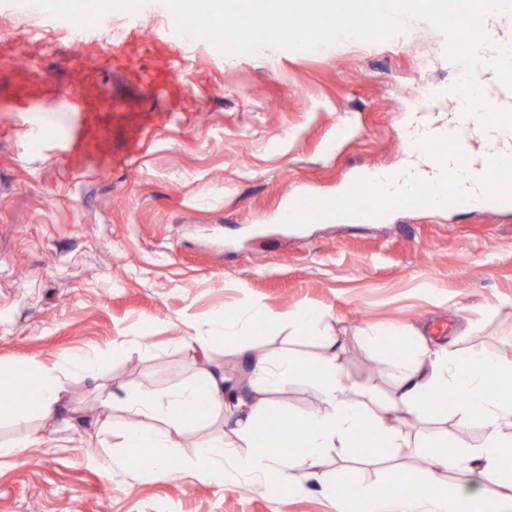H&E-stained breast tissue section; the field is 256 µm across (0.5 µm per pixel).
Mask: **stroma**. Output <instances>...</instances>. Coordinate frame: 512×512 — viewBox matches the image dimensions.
<instances>
[{"instance_id": "1", "label": "stroma", "mask_w": 512, "mask_h": 512, "mask_svg": "<svg viewBox=\"0 0 512 512\" xmlns=\"http://www.w3.org/2000/svg\"><path fill=\"white\" fill-rule=\"evenodd\" d=\"M75 2L67 25L22 0L0 9V373L33 361L60 371L71 408L0 421V442L35 441L0 463V512H348L343 474L374 485L423 466L422 449L364 441L325 457L322 485L272 498L241 473L249 451L236 448L223 475L197 479L195 447L227 429L224 414L187 422L163 451L170 476L101 461L123 455L119 429L139 419L129 393L167 394L206 369L253 384L243 348L316 362L319 342L291 334L299 309L323 316L349 383L376 398L394 388L398 359L362 346L366 331L397 323L438 345L512 354V213L403 209L380 223L276 227L294 196L409 165L411 95L460 77L440 54L444 34L410 19L386 41L228 56L185 44L172 13L100 21ZM253 308L263 323L215 338L216 319ZM192 336L213 337L208 360L185 347ZM82 351L100 353L94 375L68 368ZM267 400L284 417L320 402L302 373Z\"/></svg>"}]
</instances>
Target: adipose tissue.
Returning a JSON list of instances; mask_svg holds the SVG:
<instances>
[{"mask_svg": "<svg viewBox=\"0 0 512 512\" xmlns=\"http://www.w3.org/2000/svg\"><path fill=\"white\" fill-rule=\"evenodd\" d=\"M290 321L295 334L309 335L320 342L324 352L319 361L305 366L286 351L272 363L263 358L252 360L262 395L238 404L231 436H211L199 444L193 462L199 477L211 478L222 472L225 449L247 448L251 454L242 462V470L252 477L259 492L280 496L293 488L296 478L321 482L320 468L327 454L336 450L348 452L367 437L382 440L389 448L417 445L425 451L427 464L413 475L391 471L376 486L352 483L359 512H461L460 503L464 500L475 503L481 512H512V495L507 492L512 485L500 477L501 460L512 452V366L503 356L463 349L453 343L437 350L421 331L407 336L398 326L382 335L362 336V343L369 346L380 345L387 338L403 342L396 386L379 412L352 398L338 364V339L322 328L313 312L296 311ZM492 371L503 378L502 387L496 392L486 388ZM300 372L306 373L314 384L321 404L304 416L288 419L290 433L304 437L300 452L288 455L271 446L261 421L268 410L266 394L275 392L289 375ZM25 375L28 387L39 395V408L35 411L45 420L57 416L62 404L58 375L36 362L27 365ZM448 391L456 392L460 398L461 420L483 426L480 445L452 453L446 431H420L413 436L405 431L406 419L414 413L428 417L444 414L446 408L437 396ZM125 403L154 422L150 428L128 425L125 447L172 448L178 444L187 409L201 404L210 415L223 410L224 377L207 371L194 384L172 394L161 396L141 390L127 395ZM272 472L277 474V481H269ZM451 472L469 476L467 484L452 495L444 490L445 478ZM408 481L416 485L415 495L405 494L404 484Z\"/></svg>", "mask_w": 512, "mask_h": 512, "instance_id": "adipose-tissue-1", "label": "adipose tissue"}]
</instances>
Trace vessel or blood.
Returning a JSON list of instances; mask_svg holds the SVG:
<instances>
[{
	"instance_id": "vessel-or-blood-1",
	"label": "vessel or blood",
	"mask_w": 512,
	"mask_h": 512,
	"mask_svg": "<svg viewBox=\"0 0 512 512\" xmlns=\"http://www.w3.org/2000/svg\"><path fill=\"white\" fill-rule=\"evenodd\" d=\"M475 80L495 107H512V60L493 61ZM404 135L422 168L362 171L337 195L289 201L282 223L333 224L379 221L398 209L431 207L442 196L455 211H512V129L483 131L476 115L442 116L431 98L414 100Z\"/></svg>"
}]
</instances>
